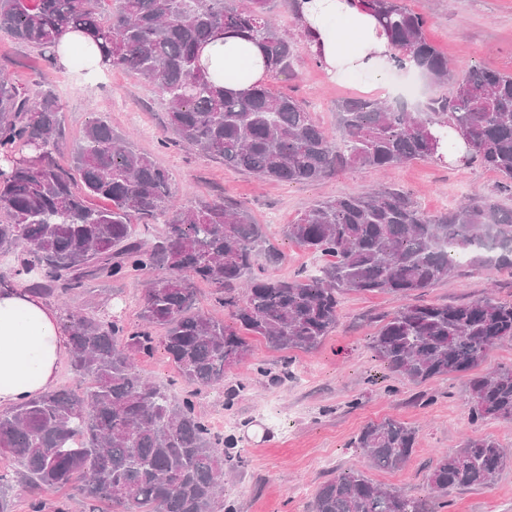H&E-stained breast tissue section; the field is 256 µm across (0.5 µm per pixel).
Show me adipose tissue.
I'll list each match as a JSON object with an SVG mask.
<instances>
[{
  "mask_svg": "<svg viewBox=\"0 0 512 512\" xmlns=\"http://www.w3.org/2000/svg\"><path fill=\"white\" fill-rule=\"evenodd\" d=\"M296 19L310 51L334 77L353 70L387 82L396 52L378 20L358 0H298ZM216 84L248 93L269 77L254 43L218 35L201 51ZM69 351L60 311L21 288L0 289V410L50 390Z\"/></svg>",
  "mask_w": 512,
  "mask_h": 512,
  "instance_id": "ef3b65f1",
  "label": "adipose tissue"
}]
</instances>
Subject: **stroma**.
Returning <instances> with one entry per match:
<instances>
[{
	"mask_svg": "<svg viewBox=\"0 0 512 512\" xmlns=\"http://www.w3.org/2000/svg\"><path fill=\"white\" fill-rule=\"evenodd\" d=\"M404 3L427 18L428 39L452 66L473 64L512 73V0ZM274 16L296 49L293 76H278L276 86L301 100L320 124L335 129L336 99L379 97V89H366L365 78L336 81L313 62L283 0H277ZM36 55L35 49L0 31V74L29 86H51L64 106L65 134L59 143L58 164L68 165L86 122L107 121L169 170L172 192L183 206L220 195L248 207L283 255L272 270L282 279L319 265L318 258L289 239L284 228L320 199L361 194L383 181L404 189L431 213L477 194L496 197L512 208V195L501 192L498 176L476 163L448 166L421 160L384 175L349 168L334 178L308 184L262 181L237 173L176 143L165 127L166 104L154 86L119 69L106 77L86 75L77 62L68 67H39L34 63ZM145 282L142 276L122 283L94 280L59 306L66 312L116 315L132 327L138 322ZM490 292L512 301V272L476 268L428 288L420 298L456 304L482 299ZM402 303V298L388 293H347L341 300L340 324L319 350L280 352L249 337L247 362L228 369L223 386L199 392L197 413L213 431H221L224 418L235 422L231 455L236 465L224 476V498L236 512H309L320 483L363 465L354 438L366 423L385 417L417 428V445L402 470H373L369 476L412 498L428 496L429 470L441 452L456 448L464 436L477 432L493 436L512 454V423L470 424L468 375L451 374L415 385L392 373L375 356L370 340L380 317ZM451 499L446 512H512V463L490 487L457 490Z\"/></svg>",
	"mask_w": 512,
	"mask_h": 512,
	"instance_id": "stroma-1",
	"label": "stroma"
}]
</instances>
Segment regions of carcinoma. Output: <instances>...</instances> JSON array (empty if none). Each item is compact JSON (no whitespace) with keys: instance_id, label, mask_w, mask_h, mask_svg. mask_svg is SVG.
I'll use <instances>...</instances> for the list:
<instances>
[{"instance_id":"obj_1","label":"carcinoma","mask_w":512,"mask_h":512,"mask_svg":"<svg viewBox=\"0 0 512 512\" xmlns=\"http://www.w3.org/2000/svg\"><path fill=\"white\" fill-rule=\"evenodd\" d=\"M274 0H119L107 14L98 0H0V30L56 64L57 39L90 36L109 67L137 75L167 102V125L188 148L224 166L288 184L331 178L359 167L398 168L438 156L449 128L464 158L512 188V73L448 66L426 37L427 20L403 0H362L398 54L452 91L419 112L372 97L336 101V130L319 124L294 97L265 83L245 95L216 87L198 50L220 31L255 41L270 78L292 71L294 44L272 20ZM63 107L50 89L0 76V252L20 255L11 277L43 296L81 290L87 281L135 279L162 271L145 288L139 323L69 312V366L83 391L63 386L0 413V457L16 467L29 512H72L68 488L90 512H235L223 499L224 449L196 412L197 392L172 393L142 376L135 357L163 349L179 376L197 388L224 383V370L247 361L246 338L196 308V284L248 333L278 351L313 352L340 322L347 292L408 297L459 278L475 264L512 269V209L475 195L436 214L407 192L382 186L318 201L285 233L323 259L311 274L258 276L283 260L264 225L244 205L220 198L176 203L169 171L105 120L88 121L68 168L54 158ZM93 198L109 201L95 208ZM163 230L148 245L129 217ZM0 274V288L11 286ZM512 342V302L493 296L460 304H405L383 319L371 348L392 372L415 384L470 373L487 353ZM469 420L512 423V366L470 380ZM418 431L386 417L364 425L353 445L370 468L394 471L414 451ZM507 456L493 437L474 434L437 459L430 495L412 499L382 488L360 468L315 490L311 512H441L459 489L489 487Z\"/></svg>"}]
</instances>
